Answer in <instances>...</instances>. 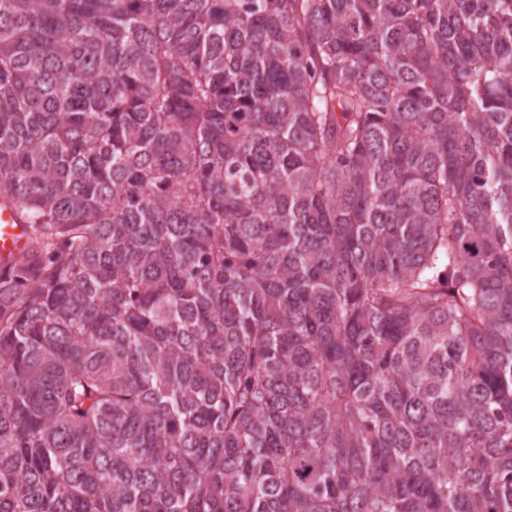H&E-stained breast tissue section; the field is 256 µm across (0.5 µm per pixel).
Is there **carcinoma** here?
Masks as SVG:
<instances>
[{
	"label": "carcinoma",
	"instance_id": "obj_1",
	"mask_svg": "<svg viewBox=\"0 0 512 512\" xmlns=\"http://www.w3.org/2000/svg\"><path fill=\"white\" fill-rule=\"evenodd\" d=\"M0 512H512V0H0ZM27 245V228L20 224L15 213L0 206V259L21 256Z\"/></svg>",
	"mask_w": 512,
	"mask_h": 512
}]
</instances>
